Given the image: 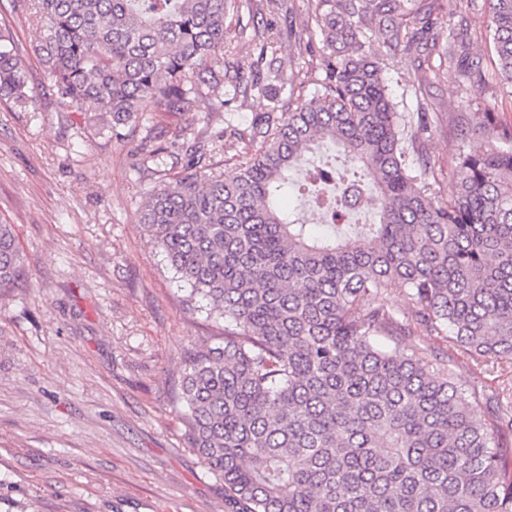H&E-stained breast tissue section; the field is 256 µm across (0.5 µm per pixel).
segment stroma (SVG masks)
<instances>
[{
    "instance_id": "1",
    "label": "stroma",
    "mask_w": 512,
    "mask_h": 512,
    "mask_svg": "<svg viewBox=\"0 0 512 512\" xmlns=\"http://www.w3.org/2000/svg\"><path fill=\"white\" fill-rule=\"evenodd\" d=\"M26 62L35 93L20 108L0 100V223L13 225L26 260V288L0 297V512H224V482L188 448L184 410L172 395L193 344L222 334L223 319L183 306L180 284L140 212L156 178L139 172L143 128L111 129L98 112L60 111L32 47L41 21L0 0V18ZM473 53L486 87L463 86L455 66L420 77L402 55L383 76L397 111L433 115L425 142L432 193L447 199L457 157L498 146L486 120L512 119L498 84L483 11H473ZM271 24L277 58L308 71L283 100L316 96L322 42L310 0H285L268 14L252 0L224 33L226 60L249 73L260 45L240 24ZM262 96L224 106L225 148L212 170L235 162ZM469 133L454 130L457 114ZM432 357H451L461 383L484 394L502 386L501 363L478 364L445 340Z\"/></svg>"
}]
</instances>
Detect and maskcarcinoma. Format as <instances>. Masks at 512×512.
<instances>
[{
	"instance_id": "carcinoma-1",
	"label": "carcinoma",
	"mask_w": 512,
	"mask_h": 512,
	"mask_svg": "<svg viewBox=\"0 0 512 512\" xmlns=\"http://www.w3.org/2000/svg\"><path fill=\"white\" fill-rule=\"evenodd\" d=\"M326 52L317 97L273 106L238 140L242 161L206 174L205 146L222 138L172 132L189 161L156 182L141 211L186 303L205 301L224 335L191 349L176 398L185 439L224 480L227 512H512V473L496 449L512 401L481 397L406 337H443L472 360L512 356V123L501 146L463 155L454 194L430 193L429 118L396 110L382 63L423 65L441 0H311ZM499 84L512 89V0H484ZM240 0H13L43 19L35 52L63 112L92 104L112 127L158 112H192L224 84L244 97L298 73L279 65L245 80L224 59ZM468 18L444 53L463 82L482 79ZM34 98L12 39L0 31V99ZM419 167L409 166L404 133ZM165 134L148 130L140 168L157 174ZM329 140L347 165L319 185L312 207L327 231L290 220L280 200L304 155ZM375 224H341L353 197ZM28 279L10 224H0V292ZM407 291L399 314L384 303ZM485 404L487 427L473 420Z\"/></svg>"
}]
</instances>
